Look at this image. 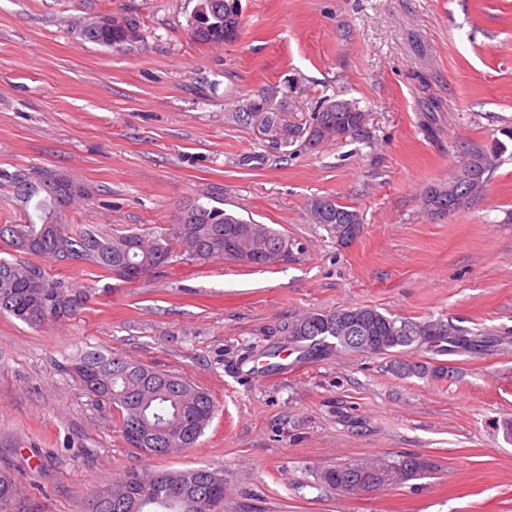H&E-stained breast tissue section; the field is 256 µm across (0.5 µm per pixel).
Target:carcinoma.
<instances>
[{
    "label": "carcinoma",
    "instance_id": "cac0c4a2",
    "mask_svg": "<svg viewBox=\"0 0 512 512\" xmlns=\"http://www.w3.org/2000/svg\"><path fill=\"white\" fill-rule=\"evenodd\" d=\"M195 26L191 37L206 45L228 42L230 32L243 28L239 0H197L190 16ZM99 27L88 25L80 36L104 46L120 45L122 25L138 27L132 17H104ZM365 113L350 100H336L314 114L306 141L311 148L347 138L363 139ZM495 157L478 147L467 149L465 159L450 179L429 186L422 205L432 214H453L465 207L492 175ZM19 201H36L37 218L22 224H0V241L19 254H32L59 262L79 263L127 281L128 270L145 275L165 265L175 249L205 260L222 257L263 267L285 262L294 243L268 224L246 221L224 209L212 194L184 205L181 217L160 233L116 229H74L63 223L62 207L85 197V188L66 175L54 178L45 172L33 176L18 172L9 176ZM318 224L333 229L340 224L361 227L355 210L325 197L311 202ZM30 261L0 258V313H9L30 323L71 315L84 305L88 290L69 288ZM279 333L293 342L307 343L306 356L317 359L331 350L391 355L407 350L435 354L451 348H471L480 335L454 328L441 320L410 321L385 315L372 307H348L329 313H309L284 322ZM83 390L98 403L120 412V432L127 443L147 455H162V449L193 448L216 415L217 406L204 388L164 371L129 360L112 351L87 350L67 366ZM399 376L448 377L443 364L395 362ZM432 464L417 454L392 459L336 464L321 470V484L348 494L381 489L421 479ZM13 475L0 471V512H11ZM224 472L208 467L146 473L130 469L113 484L94 490L86 512H224Z\"/></svg>",
    "mask_w": 512,
    "mask_h": 512
}]
</instances>
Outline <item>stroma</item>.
I'll use <instances>...</instances> for the list:
<instances>
[{"label":"stroma","mask_w":512,"mask_h":512,"mask_svg":"<svg viewBox=\"0 0 512 512\" xmlns=\"http://www.w3.org/2000/svg\"><path fill=\"white\" fill-rule=\"evenodd\" d=\"M196 0H0V224L23 206L7 174H65L86 195L63 211L92 229L158 231L189 200L288 235L285 263H169L132 283L49 258L54 279L92 296L38 326L0 314V469L13 512H85L131 467L209 466L225 512H512V0H241L220 46L191 39ZM134 16L136 41L82 40L96 17ZM265 97L279 125L308 127L327 99L358 101L367 138L305 148L232 112ZM496 151L483 192L437 216L424 190L461 151ZM363 218L341 240L310 202ZM368 306L488 337L451 352L447 378L393 374L390 355L308 360L280 336L307 312ZM112 350L206 389L219 412L197 447L130 448L118 415L66 370ZM284 356L266 379L263 352ZM416 453L430 477L348 495L319 485L339 463Z\"/></svg>","instance_id":"obj_1"}]
</instances>
